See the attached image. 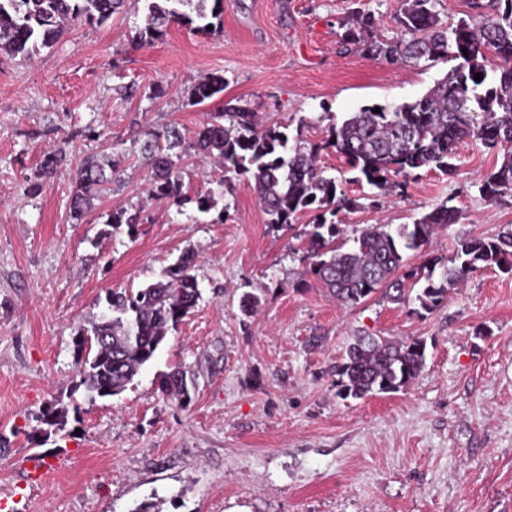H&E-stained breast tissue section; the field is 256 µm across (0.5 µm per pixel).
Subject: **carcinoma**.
<instances>
[{
	"instance_id": "carcinoma-1",
	"label": "carcinoma",
	"mask_w": 512,
	"mask_h": 512,
	"mask_svg": "<svg viewBox=\"0 0 512 512\" xmlns=\"http://www.w3.org/2000/svg\"><path fill=\"white\" fill-rule=\"evenodd\" d=\"M125 0H0V52L27 60L56 45L67 25H102ZM436 0H399L398 34L375 33L374 13L355 8L343 21V44L372 59L390 64L457 60L456 66L424 95L397 107L363 106L341 123H332L317 142L294 140L278 125L262 126L257 113L235 106L212 114L194 140L176 126L150 134L141 151L153 162L152 195L183 209L210 213L215 191L194 195L184 191L182 155L195 152L224 163L218 186L225 192L246 178L268 216L283 227L310 213L304 231L303 257L309 273L336 300L358 305L378 294L391 303L418 305L416 313L432 314L448 302L450 293L470 274L491 269L512 276V227L493 237L459 236L448 257H427L416 267L406 264V252L420 250L440 229L457 221L448 201L410 224H367L352 230L338 220L341 211L355 210L357 199L346 195L343 181L327 174L319 156L333 150L345 160L349 181L377 190L371 203L406 184L421 169L451 176L457 169L459 146L468 140L489 152H503L499 164L476 184L480 197L496 203L512 195V0L473 2L476 13L448 24L435 9ZM224 0H145L143 23L135 37L142 43L160 40L170 24L194 26L207 34L221 20ZM467 52H462V49ZM482 79H474L475 74ZM224 91V77L197 84L191 104L199 105ZM112 182V160L86 158L71 197L70 216L81 224L94 200ZM113 228L126 225L128 235L141 223L140 210L116 211L106 220ZM196 257L184 251L162 279L139 288L106 291L107 312L81 327L77 336H91L88 351L76 348L78 385L98 397L121 393L155 356L169 330L191 314L201 292L192 274ZM427 342L421 337L394 341L369 334L356 335L328 369L336 397L343 402L397 393L424 370ZM194 374L176 366L163 374L162 392L180 405L191 400ZM68 411L48 408L39 421L60 429Z\"/></svg>"
}]
</instances>
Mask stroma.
<instances>
[{
  "label": "stroma",
  "instance_id": "35a3bbf8",
  "mask_svg": "<svg viewBox=\"0 0 512 512\" xmlns=\"http://www.w3.org/2000/svg\"><path fill=\"white\" fill-rule=\"evenodd\" d=\"M357 3L378 35L396 34L398 0H224L216 32L174 24L141 44L144 0H126L31 60L0 53V512H133L152 497L163 512H512L511 276L478 271L427 315L375 297L343 307L301 260L309 215L273 228L244 179L222 218L148 194V133L175 125L190 137L211 113L245 104L315 141L451 71L450 60L392 65L343 47L338 21ZM213 75L223 92L191 104ZM51 149L65 159L44 177ZM91 155L111 159L117 183L75 224V174ZM496 160L467 143L453 176L419 170L379 207L339 218L351 229L409 224L447 199L458 222L409 263L450 254L459 234L512 225V203L476 189ZM131 206L143 218L136 235L106 226ZM187 249L194 313L119 395L79 389L75 334L101 314L98 297L156 281ZM246 292L260 299L249 318ZM358 333L426 339L424 371L405 390L340 401L327 370ZM180 365L196 382L183 406L160 389ZM54 404L80 412L31 443L35 415Z\"/></svg>",
  "mask_w": 512,
  "mask_h": 512
}]
</instances>
